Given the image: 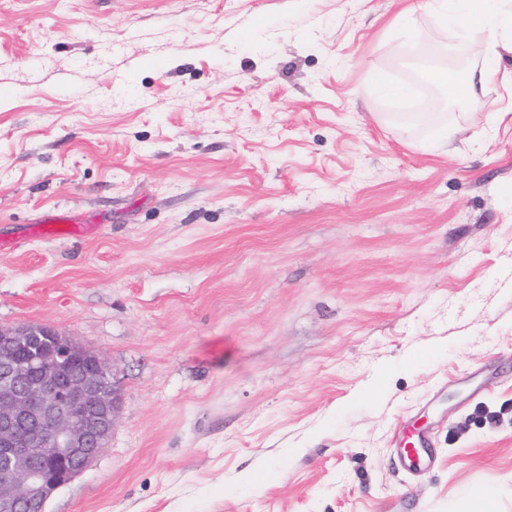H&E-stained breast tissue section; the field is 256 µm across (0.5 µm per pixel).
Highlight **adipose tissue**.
I'll use <instances>...</instances> for the list:
<instances>
[{
  "instance_id": "adipose-tissue-1",
  "label": "adipose tissue",
  "mask_w": 512,
  "mask_h": 512,
  "mask_svg": "<svg viewBox=\"0 0 512 512\" xmlns=\"http://www.w3.org/2000/svg\"><path fill=\"white\" fill-rule=\"evenodd\" d=\"M429 11L441 20L463 18L476 22L486 33L484 48L498 54L512 46V0H428ZM496 70H468L451 74L439 71L437 79L448 87L454 102L470 106L477 103V89L495 79Z\"/></svg>"
}]
</instances>
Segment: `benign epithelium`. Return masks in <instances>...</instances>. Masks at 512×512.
I'll list each match as a JSON object with an SVG mask.
<instances>
[{"label":"benign epithelium","mask_w":512,"mask_h":512,"mask_svg":"<svg viewBox=\"0 0 512 512\" xmlns=\"http://www.w3.org/2000/svg\"><path fill=\"white\" fill-rule=\"evenodd\" d=\"M119 401L99 354L48 325L0 326V512H44L104 450Z\"/></svg>","instance_id":"obj_1"}]
</instances>
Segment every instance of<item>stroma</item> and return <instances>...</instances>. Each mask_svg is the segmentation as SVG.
<instances>
[{"label":"stroma","mask_w":512,"mask_h":512,"mask_svg":"<svg viewBox=\"0 0 512 512\" xmlns=\"http://www.w3.org/2000/svg\"><path fill=\"white\" fill-rule=\"evenodd\" d=\"M484 39L423 0H0V326L121 389L45 512H512V53L473 109L375 87ZM56 215L98 230L29 237ZM428 439L424 433L410 430L400 442L398 452L404 465L411 471H420L428 464V456L423 451ZM498 492L495 489H484L469 504V507H461L454 512H496L498 510Z\"/></svg>","instance_id":"35a3bbf8"}]
</instances>
